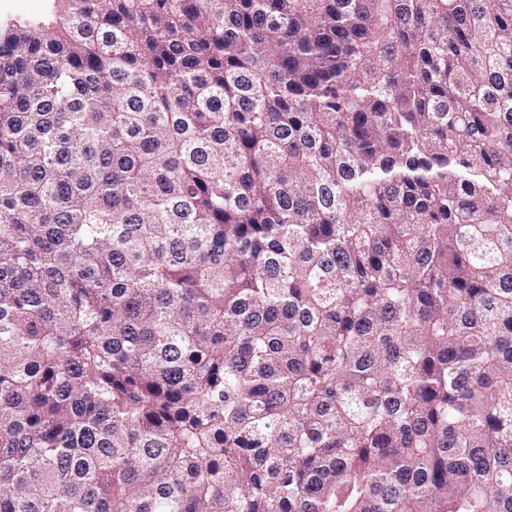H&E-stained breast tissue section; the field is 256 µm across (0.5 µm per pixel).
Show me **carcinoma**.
Masks as SVG:
<instances>
[{"instance_id": "obj_1", "label": "carcinoma", "mask_w": 512, "mask_h": 512, "mask_svg": "<svg viewBox=\"0 0 512 512\" xmlns=\"http://www.w3.org/2000/svg\"><path fill=\"white\" fill-rule=\"evenodd\" d=\"M0 512H512V0L1 19Z\"/></svg>"}]
</instances>
